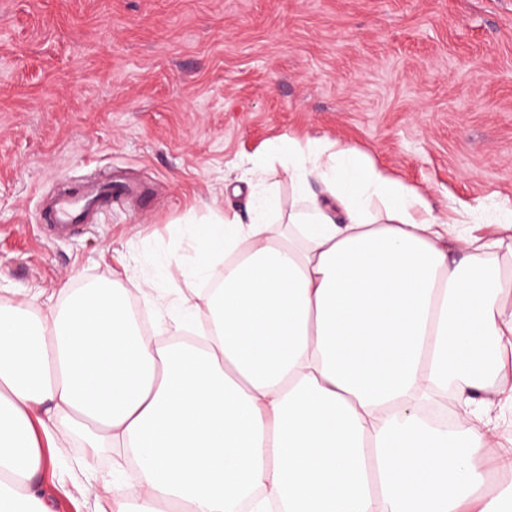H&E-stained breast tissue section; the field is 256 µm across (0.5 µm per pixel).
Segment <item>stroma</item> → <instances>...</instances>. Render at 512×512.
I'll use <instances>...</instances> for the list:
<instances>
[{
  "instance_id": "obj_1",
  "label": "stroma",
  "mask_w": 512,
  "mask_h": 512,
  "mask_svg": "<svg viewBox=\"0 0 512 512\" xmlns=\"http://www.w3.org/2000/svg\"><path fill=\"white\" fill-rule=\"evenodd\" d=\"M338 140L436 209L512 207V0H0V304H62L104 282L181 298L207 281L193 232L245 214L240 162L270 142ZM147 185L143 211L44 234L46 198L96 170ZM55 512H106L123 449L57 441Z\"/></svg>"
}]
</instances>
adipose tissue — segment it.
I'll list each match as a JSON object with an SVG mask.
<instances>
[{
	"instance_id": "adipose-tissue-1",
	"label": "adipose tissue",
	"mask_w": 512,
	"mask_h": 512,
	"mask_svg": "<svg viewBox=\"0 0 512 512\" xmlns=\"http://www.w3.org/2000/svg\"><path fill=\"white\" fill-rule=\"evenodd\" d=\"M270 152L299 201L286 230L275 196L194 230L226 259L223 287L182 307L212 322L205 347L154 345L122 289L49 318L35 297L0 305V512H52L34 482L71 434L135 459L114 512H507L480 460L500 455L483 414L512 406V209L476 236L467 205L436 211L341 143ZM448 386L480 421L412 414Z\"/></svg>"
}]
</instances>
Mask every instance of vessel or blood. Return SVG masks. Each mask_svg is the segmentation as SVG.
Returning <instances> with one entry per match:
<instances>
[{"mask_svg":"<svg viewBox=\"0 0 512 512\" xmlns=\"http://www.w3.org/2000/svg\"><path fill=\"white\" fill-rule=\"evenodd\" d=\"M133 192V187L118 176L109 173L98 175L92 177L89 185L79 191L54 195L43 220L61 226L85 224L91 215L112 202L125 199Z\"/></svg>","mask_w":512,"mask_h":512,"instance_id":"b4317fda","label":"vessel or blood"}]
</instances>
